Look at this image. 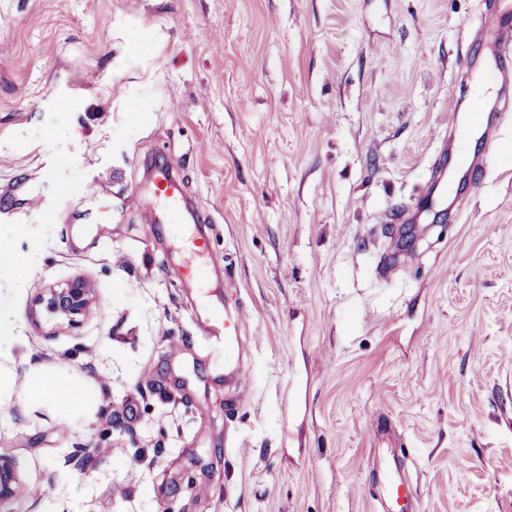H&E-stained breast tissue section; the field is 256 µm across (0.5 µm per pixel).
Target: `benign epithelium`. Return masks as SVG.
Instances as JSON below:
<instances>
[{"instance_id": "1", "label": "benign epithelium", "mask_w": 512, "mask_h": 512, "mask_svg": "<svg viewBox=\"0 0 512 512\" xmlns=\"http://www.w3.org/2000/svg\"><path fill=\"white\" fill-rule=\"evenodd\" d=\"M95 301L93 288L82 277H75L66 284L44 288L34 298V315L43 314L49 319L78 324L90 311ZM18 481L8 456L0 453V508L16 497Z\"/></svg>"}]
</instances>
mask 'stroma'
Listing matches in <instances>:
<instances>
[{"label": "stroma", "instance_id": "obj_1", "mask_svg": "<svg viewBox=\"0 0 512 512\" xmlns=\"http://www.w3.org/2000/svg\"><path fill=\"white\" fill-rule=\"evenodd\" d=\"M487 2L0 0V451L40 491L10 512H376L379 448L416 512H512V123L473 134L481 174L452 125ZM438 159L460 218L423 199ZM163 164L209 288L145 207ZM77 276L78 326L32 318ZM54 373L81 408L30 395ZM206 312L213 322L224 327V362L234 363L237 360L239 319L224 315L219 308L209 309Z\"/></svg>", "mask_w": 512, "mask_h": 512}]
</instances>
